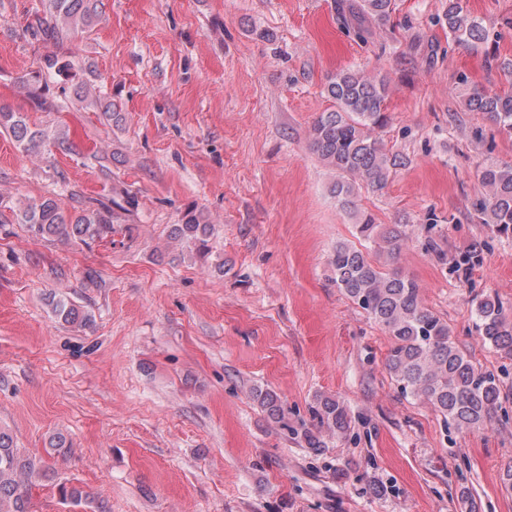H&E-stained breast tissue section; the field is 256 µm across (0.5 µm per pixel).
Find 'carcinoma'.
Listing matches in <instances>:
<instances>
[{"label":"carcinoma","mask_w":512,"mask_h":512,"mask_svg":"<svg viewBox=\"0 0 512 512\" xmlns=\"http://www.w3.org/2000/svg\"><path fill=\"white\" fill-rule=\"evenodd\" d=\"M48 19L42 33L55 41L70 32L90 26L96 15L93 0H47ZM393 11L392 0H363L362 14L385 23ZM448 35L457 42L485 39L480 23L464 10L461 0H448ZM71 64L57 55L44 59V65L19 78L20 89L33 107L42 110L47 76L70 77ZM390 79L362 71L342 70L328 79L325 92L332 107L319 114L309 131L310 148L331 169L337 180L333 187L340 207L354 220L355 237L374 247L377 259L349 242H339L329 265L333 282L358 307L380 324L392 339L385 367L400 391L422 400L438 411L447 427L470 429L491 422L501 408V388L496 376L473 363L451 339L448 324L426 308L415 281L395 267L407 247L405 224H377L373 215L358 207L363 188L374 192L385 189L398 166V156L390 153L380 132L388 123L386 102ZM78 98L97 109L104 120L119 121L112 102L88 82L78 86ZM469 112H480L498 131L512 138V93L497 94L474 89L464 99ZM0 127L24 152L38 151L48 140L45 130L29 122L27 113L0 106ZM483 192L476 203L479 219L500 233L512 232V163L485 169L480 176ZM0 224H21L28 234L46 241L78 240L86 245L103 241L114 232V209L128 210L135 199L112 205L99 204L93 210L65 214L57 199L41 198L22 208L2 210ZM174 239L209 252L211 225L188 212L175 225ZM54 318L68 325L90 328L93 316L83 306L65 297L49 300ZM478 329L484 342L512 360V316L498 298L485 297L476 304ZM254 399L269 419L279 424L299 444L317 451L325 447L323 434L342 437L351 429L352 418L344 402L318 395L310 404L314 424L293 425L271 391L258 390ZM47 476L41 461L24 455L13 437L0 429V512H31L34 481Z\"/></svg>","instance_id":"obj_1"}]
</instances>
